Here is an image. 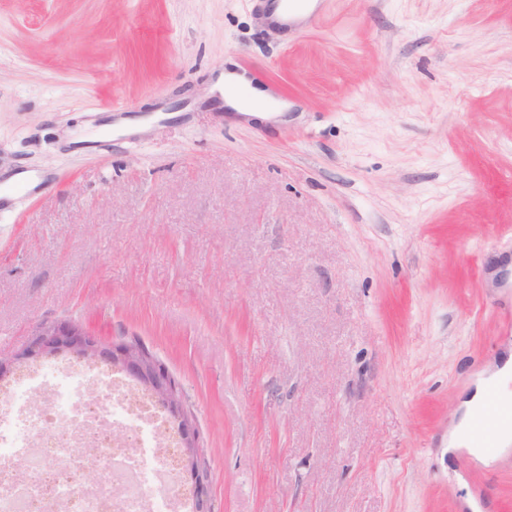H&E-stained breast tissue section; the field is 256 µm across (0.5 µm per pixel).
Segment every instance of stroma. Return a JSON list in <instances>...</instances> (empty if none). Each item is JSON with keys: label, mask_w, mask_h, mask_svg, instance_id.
I'll return each instance as SVG.
<instances>
[{"label": "stroma", "mask_w": 512, "mask_h": 512, "mask_svg": "<svg viewBox=\"0 0 512 512\" xmlns=\"http://www.w3.org/2000/svg\"><path fill=\"white\" fill-rule=\"evenodd\" d=\"M0 0V363L139 339L213 512H512V447L448 450L512 353V0ZM262 72L288 120L209 88ZM146 129L123 133L119 122ZM250 80L244 71L235 68V63L227 61L224 71L221 73L214 84V88H224V105L229 109L228 112H240L245 116L260 119L274 118L279 114H260L266 112L280 113L288 112V104H278L275 102V96L270 89L251 87V101L242 103L232 94V91L239 85H249ZM32 341L14 356V363H33L62 353L78 360L106 363L124 372L148 391L177 428L181 448L178 466L190 475L197 512H212L210 480L196 466L199 431L184 406V392L171 382L139 349L128 344H106L71 320L41 324ZM511 363V357L509 359H506L504 365L500 369H498L496 372L491 374L487 379H484L482 381V383L476 388L475 394L471 397V399L465 401V415L457 424L456 428L451 432L449 447L460 448L468 444V440L464 431V425L470 413L482 405V391L484 385L488 383H493L497 387L505 388L510 378Z\"/></svg>", "instance_id": "1"}]
</instances>
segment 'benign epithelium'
<instances>
[{"instance_id":"obj_1","label":"benign epithelium","mask_w":512,"mask_h":512,"mask_svg":"<svg viewBox=\"0 0 512 512\" xmlns=\"http://www.w3.org/2000/svg\"><path fill=\"white\" fill-rule=\"evenodd\" d=\"M62 353L78 360L109 364L151 394L177 428L181 442L178 466L190 475L196 512H212L210 480L196 466L199 431L185 409L184 392L174 386L168 373L136 347L128 343L106 344L71 320L38 326L34 338L14 356V362L33 363Z\"/></svg>"}]
</instances>
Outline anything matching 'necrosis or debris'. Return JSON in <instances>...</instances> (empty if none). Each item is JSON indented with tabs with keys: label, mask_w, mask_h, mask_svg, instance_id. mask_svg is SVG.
<instances>
[{
	"label": "necrosis or debris",
	"mask_w": 512,
	"mask_h": 512,
	"mask_svg": "<svg viewBox=\"0 0 512 512\" xmlns=\"http://www.w3.org/2000/svg\"><path fill=\"white\" fill-rule=\"evenodd\" d=\"M176 451L164 412L106 366L50 361L0 387V512H192Z\"/></svg>",
	"instance_id": "necrosis-or-debris-1"
}]
</instances>
